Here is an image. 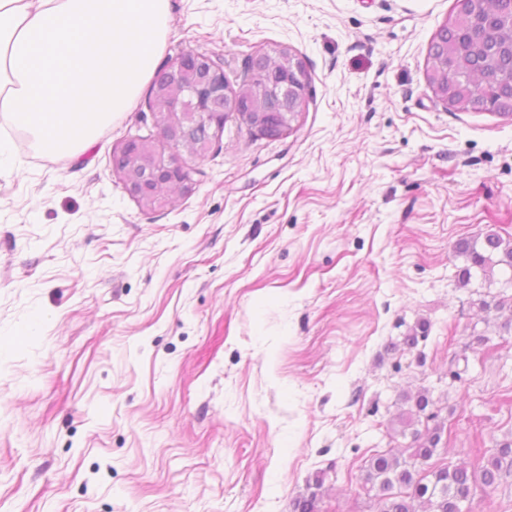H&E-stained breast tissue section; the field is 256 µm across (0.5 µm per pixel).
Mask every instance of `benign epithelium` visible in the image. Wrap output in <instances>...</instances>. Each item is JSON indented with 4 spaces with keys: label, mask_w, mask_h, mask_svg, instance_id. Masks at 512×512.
Returning a JSON list of instances; mask_svg holds the SVG:
<instances>
[{
    "label": "benign epithelium",
    "mask_w": 512,
    "mask_h": 512,
    "mask_svg": "<svg viewBox=\"0 0 512 512\" xmlns=\"http://www.w3.org/2000/svg\"><path fill=\"white\" fill-rule=\"evenodd\" d=\"M485 50L512 61V36L487 43ZM161 77L166 79L168 92L154 109L155 124L160 142L170 153L151 142L128 138L115 156L123 188L139 201L159 198L165 189L188 191L191 176L182 151L208 155L231 116L267 138L281 137L287 127L276 117L301 111L307 93V72L297 58L261 84L255 94L243 98L231 113L224 111V97L231 94L224 68L211 56L184 50Z\"/></svg>",
    "instance_id": "1"
}]
</instances>
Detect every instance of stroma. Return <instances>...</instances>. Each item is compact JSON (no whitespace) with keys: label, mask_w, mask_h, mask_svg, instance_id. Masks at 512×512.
<instances>
[{"label":"stroma","mask_w":512,"mask_h":512,"mask_svg":"<svg viewBox=\"0 0 512 512\" xmlns=\"http://www.w3.org/2000/svg\"><path fill=\"white\" fill-rule=\"evenodd\" d=\"M454 6L170 0L158 67L193 49L236 87L286 49L309 86L280 138L228 120L162 208L112 162L155 135L147 93L73 158L0 128V512H290L314 483L375 512L362 469L425 389L449 463L512 437V329L479 308L504 273L459 286L453 254L512 238V118L429 88Z\"/></svg>","instance_id":"stroma-1"}]
</instances>
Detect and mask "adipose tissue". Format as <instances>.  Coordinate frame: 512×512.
I'll return each instance as SVG.
<instances>
[{
    "mask_svg": "<svg viewBox=\"0 0 512 512\" xmlns=\"http://www.w3.org/2000/svg\"><path fill=\"white\" fill-rule=\"evenodd\" d=\"M169 0H0V124L77 155L154 75Z\"/></svg>",
    "mask_w": 512,
    "mask_h": 512,
    "instance_id": "ef3b65f1",
    "label": "adipose tissue"
}]
</instances>
